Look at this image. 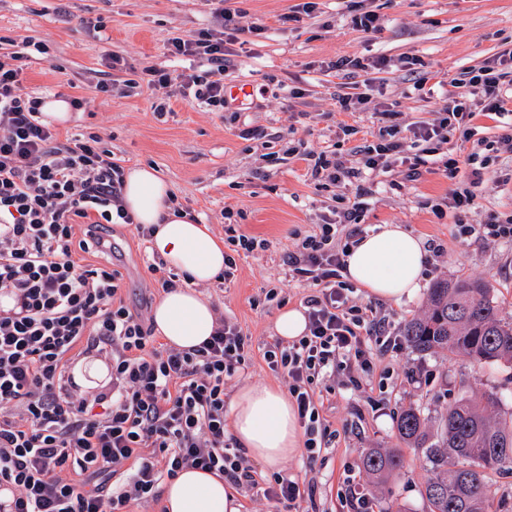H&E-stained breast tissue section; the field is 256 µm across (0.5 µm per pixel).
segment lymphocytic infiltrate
<instances>
[{
    "label": "lymphocytic infiltrate",
    "instance_id": "1",
    "mask_svg": "<svg viewBox=\"0 0 512 512\" xmlns=\"http://www.w3.org/2000/svg\"><path fill=\"white\" fill-rule=\"evenodd\" d=\"M215 18L216 28L169 40L172 55L194 60L180 82L147 68V86L160 94L156 112L174 98L215 112L228 107L224 78L236 67L229 46L245 29L230 9H216ZM24 57L0 54V297L13 301L0 308V490L11 494L0 512H130L133 502L159 500L164 481L187 467L219 473L231 487L291 507L312 498V485L281 475L257 478L225 433L224 385L252 352L237 324L217 319L210 339L188 351L156 347L153 324L121 298V273L82 262V255L111 250L113 225L134 224L121 202L124 169L99 136L63 143L43 123L42 99L20 91ZM511 70L509 49L466 71L465 94L416 127L412 140L388 125L357 146L360 167L305 153L313 175L358 182L334 219L288 256L291 272L310 288L302 299L305 335L275 342L263 354L270 370L288 379L308 459L332 439L317 405L320 380L338 369L350 375L370 369L367 343L381 334L371 306L349 304L346 251L336 244L339 225L356 223L369 193L364 172L387 171L397 160L416 178L415 154L441 156L456 133L470 139L475 112L511 115ZM442 158L449 176L463 182L448 201L457 219L472 205L483 173ZM91 352L108 360L111 380L83 392L71 381L69 363ZM124 465L128 473L118 476Z\"/></svg>",
    "mask_w": 512,
    "mask_h": 512
}]
</instances>
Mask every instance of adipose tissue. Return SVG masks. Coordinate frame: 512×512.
I'll return each mask as SVG.
<instances>
[{
    "label": "adipose tissue",
    "mask_w": 512,
    "mask_h": 512,
    "mask_svg": "<svg viewBox=\"0 0 512 512\" xmlns=\"http://www.w3.org/2000/svg\"><path fill=\"white\" fill-rule=\"evenodd\" d=\"M121 199L135 223L153 227L151 251L185 276L182 285L158 299L153 310L156 334L180 350L200 346L212 335L216 317L210 300L197 287L223 271V241L207 225L174 209L169 185L152 167L126 171ZM428 259L421 237L401 225L382 224L348 250L346 278L366 296L399 303L419 294ZM230 408L228 433L248 458L276 469L297 452L301 443L297 411L282 390L244 384ZM163 503L167 512H239L240 508L222 477L193 468L165 481Z\"/></svg>",
    "instance_id": "ef3b65f1"
}]
</instances>
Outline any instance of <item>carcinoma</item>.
Returning <instances> with one entry per match:
<instances>
[{
  "instance_id": "obj_1",
  "label": "carcinoma",
  "mask_w": 512,
  "mask_h": 512,
  "mask_svg": "<svg viewBox=\"0 0 512 512\" xmlns=\"http://www.w3.org/2000/svg\"><path fill=\"white\" fill-rule=\"evenodd\" d=\"M402 336L419 353L446 350L478 364L512 363V321L499 317L491 289L478 280L434 284L424 314L408 320ZM499 404L494 393L462 398L442 416L434 435L419 408L399 415L400 439L430 465L424 486L430 512H487L494 496L487 472L512 469V418L501 417ZM363 465L380 479L402 470L404 453L371 448Z\"/></svg>"
}]
</instances>
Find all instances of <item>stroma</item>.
I'll list each match as a JSON object with an SVG mask.
<instances>
[{"instance_id": "stroma-1", "label": "stroma", "mask_w": 512, "mask_h": 512, "mask_svg": "<svg viewBox=\"0 0 512 512\" xmlns=\"http://www.w3.org/2000/svg\"><path fill=\"white\" fill-rule=\"evenodd\" d=\"M304 2L231 0V8L243 15L242 25L261 29L234 47L232 78L249 84L250 97L226 112L174 98L159 114L153 108L155 92L141 84L144 70L160 68L173 79L187 72L189 58L170 55L167 42L210 26L203 0H0V53L12 52L14 41L24 37L47 46L46 53L30 52L22 93L84 103L59 127L60 139L98 135L122 167H154L170 184L175 206L194 214L216 237H223L225 223L232 222L264 241V248L238 258L232 281L218 279L200 288L217 315L252 341V359L228 381V397L245 383L287 389L263 358L275 340L277 313L300 306L308 292L292 278L286 255L295 251L299 235L330 217L340 197L355 192L354 185L314 177L293 148L328 151L346 166H358L353 148L377 133V108L392 106L391 124L411 137L416 126L435 119L441 105L457 98L455 79L512 47V0H314L308 14L299 10ZM357 8L375 12L381 31L355 29L351 16ZM99 18L104 29H90ZM381 56L387 66L344 82L345 92L368 95L364 110L341 111L333 98L338 80L331 63ZM408 57L419 59V73L433 77L432 95L414 90L404 64ZM131 80L137 89L128 88ZM103 83L109 92H100ZM346 124L358 127L359 135L345 136ZM472 125L469 142L454 136L444 150L461 160L475 155L485 166L474 205L463 217L477 225L492 216H512V154L498 144L512 126L484 116ZM256 126L263 128V138L242 137V130ZM405 172L396 163L373 176L359 227L367 233L381 224H399L440 251L431 257L416 298L372 303L356 288L350 303L373 304L387 333L397 337L406 321L424 312L428 290L437 281L471 278L489 285L501 317L511 321L512 240L459 235L448 215V199L459 182L441 165H421L415 181L405 180ZM112 241V260L124 275L123 297L131 311L143 312L163 293L148 269L157 257L130 229L116 228ZM369 351L373 367L359 373L356 382L340 371L318 386L320 415L336 431L331 448L312 461L295 455L280 468L315 486L313 500L302 502L297 512H345L349 476L370 486L376 512H429L423 495L428 472L420 452L403 448L402 471L377 486L362 467L366 450L402 448L397 419L410 406L420 408L434 428L461 396L493 392L501 399L500 415H512L510 363L477 364L461 354L420 353L406 345L393 349L373 343Z\"/></svg>"}]
</instances>
